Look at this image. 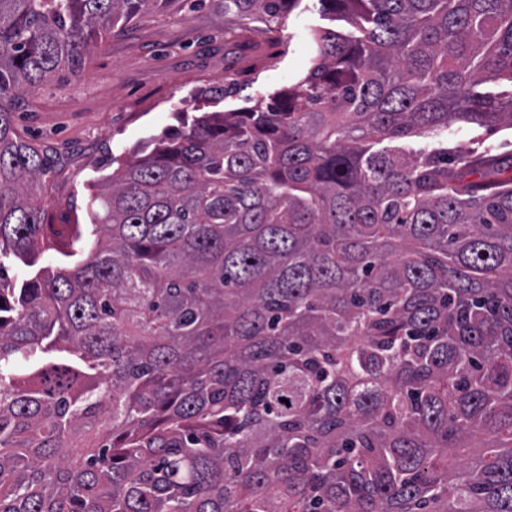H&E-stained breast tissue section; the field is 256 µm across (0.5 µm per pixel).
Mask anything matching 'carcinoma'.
Returning <instances> with one entry per match:
<instances>
[{
	"label": "carcinoma",
	"instance_id": "carcinoma-1",
	"mask_svg": "<svg viewBox=\"0 0 512 512\" xmlns=\"http://www.w3.org/2000/svg\"><path fill=\"white\" fill-rule=\"evenodd\" d=\"M173 2L0 0V512H512V156L402 146L512 129V0H321L305 77L126 157L61 249L15 92Z\"/></svg>",
	"mask_w": 512,
	"mask_h": 512
}]
</instances>
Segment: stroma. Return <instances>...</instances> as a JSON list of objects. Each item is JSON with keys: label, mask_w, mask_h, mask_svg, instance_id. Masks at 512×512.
<instances>
[{"label": "stroma", "mask_w": 512, "mask_h": 512, "mask_svg": "<svg viewBox=\"0 0 512 512\" xmlns=\"http://www.w3.org/2000/svg\"><path fill=\"white\" fill-rule=\"evenodd\" d=\"M329 24L320 0H299L274 34L225 17L224 0H175L98 39L76 73L20 93L12 120L46 159L43 207L54 232L65 238L72 223H87L88 196L113 161L179 118L246 108L302 79L316 54L311 31ZM441 144L510 155L512 129L456 122L414 146Z\"/></svg>", "instance_id": "35a3bbf8"}]
</instances>
